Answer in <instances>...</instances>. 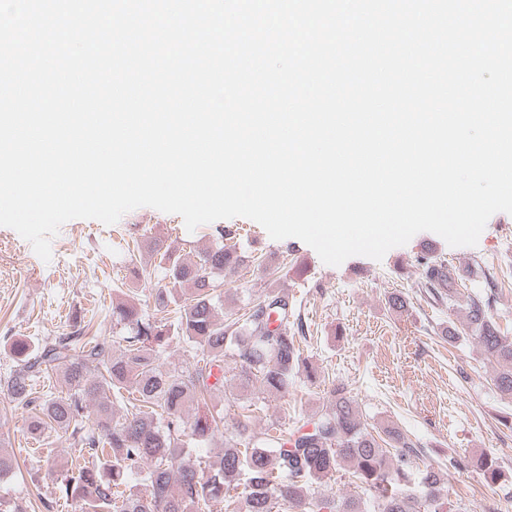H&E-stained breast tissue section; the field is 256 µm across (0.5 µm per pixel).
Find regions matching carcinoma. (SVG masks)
Returning <instances> with one entry per match:
<instances>
[{"mask_svg": "<svg viewBox=\"0 0 512 512\" xmlns=\"http://www.w3.org/2000/svg\"><path fill=\"white\" fill-rule=\"evenodd\" d=\"M244 263L235 249L222 246L194 259L176 250L160 253L155 269L169 277V287L155 293L153 313L143 315L132 304L112 308L113 320L126 327L117 358L112 344L88 335L90 323L76 317L54 342L9 343L16 369L0 381V392L28 411L32 438L42 442L62 432L88 455L60 480L55 502L70 512H468L441 495L440 467L426 468L419 493H404L418 458L415 442L392 425L373 435L343 386L330 388L329 402L303 428L290 431L275 422L252 432L253 408L242 405L218 453L184 452L211 440L224 424L221 410L191 419L186 413L190 403L204 404L224 386L226 373L237 372L245 387L284 395L306 367L297 339L304 328L300 320L289 321L288 295L270 292L216 319L217 276ZM445 269V260L425 258L420 283L434 302L448 304L442 340L475 342L495 366V386L512 398V336L494 319L496 289L462 308L460 284ZM175 339L196 358L194 368L163 367ZM50 375L59 391L38 393L37 383ZM89 402L95 404L92 418ZM345 467L368 492V506L310 491ZM53 503L44 508L49 512Z\"/></svg>", "mask_w": 512, "mask_h": 512, "instance_id": "1", "label": "carcinoma"}]
</instances>
